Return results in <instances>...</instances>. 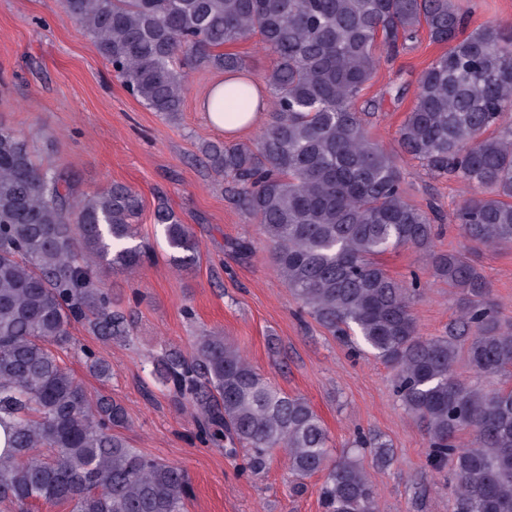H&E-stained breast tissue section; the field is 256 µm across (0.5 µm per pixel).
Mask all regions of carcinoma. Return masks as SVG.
I'll use <instances>...</instances> for the list:
<instances>
[{"instance_id":"obj_1","label":"carcinoma","mask_w":512,"mask_h":512,"mask_svg":"<svg viewBox=\"0 0 512 512\" xmlns=\"http://www.w3.org/2000/svg\"><path fill=\"white\" fill-rule=\"evenodd\" d=\"M126 89L172 122L188 74L202 62L242 80L224 93V119L247 112L255 84L246 58L224 50L251 34L273 56L265 75L270 120L253 144L206 143L207 166L230 175L237 202L262 228L280 276L331 334L353 332L394 369L402 409L424 431L429 461L452 475L449 512H512V388L459 379L512 370V325L462 251L433 245L438 212L412 204L397 157L368 135L361 92L422 31L445 46L417 81L399 129L404 153L469 194L453 214L471 244L512 248V30L491 22L464 34L452 0H60ZM142 199L112 184L76 195L74 178L37 163L26 136L0 126V421L12 420L0 454V512L39 503L69 512H186L182 466L130 445L125 408L88 394L58 349L83 322L109 340L130 335L101 270L140 268L135 242ZM178 268L199 242L164 204L155 210ZM421 251L458 294L448 335L423 337L413 306L420 277L391 276L377 261L399 247ZM81 353L99 379L112 366ZM153 374L173 403L195 414L200 443L224 450L252 479L282 449L295 480L322 477V512H379L360 449L392 460L391 444L367 442L335 456L323 420L301 396L272 384L219 331L204 329L186 354L164 349Z\"/></svg>"}]
</instances>
